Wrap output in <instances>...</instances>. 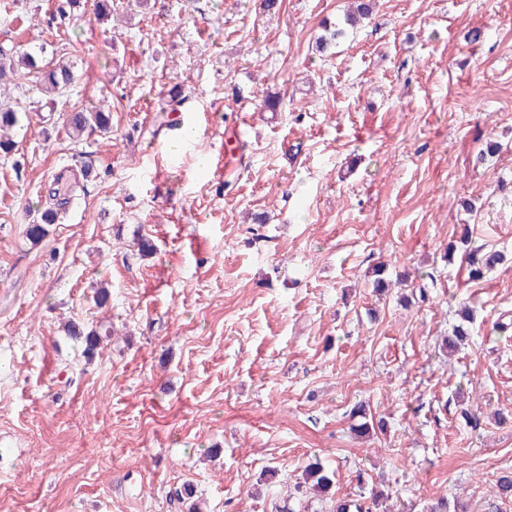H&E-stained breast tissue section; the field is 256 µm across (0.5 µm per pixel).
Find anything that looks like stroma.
Masks as SVG:
<instances>
[{"label": "stroma", "mask_w": 512, "mask_h": 512, "mask_svg": "<svg viewBox=\"0 0 512 512\" xmlns=\"http://www.w3.org/2000/svg\"><path fill=\"white\" fill-rule=\"evenodd\" d=\"M276 2L114 0L101 25L95 0H0V47L74 63L54 95L0 82L30 117L0 153V512H186L187 484L279 512L317 459L386 512H512V0H374L324 53L349 0ZM102 101L110 133L73 138ZM464 236L505 256L481 281ZM69 322L111 338L86 358ZM360 403L385 430L352 432ZM112 115L109 109L95 108L92 110H77L67 117L66 126L73 136H79L87 129H98L108 132L111 128Z\"/></svg>", "instance_id": "35a3bbf8"}]
</instances>
